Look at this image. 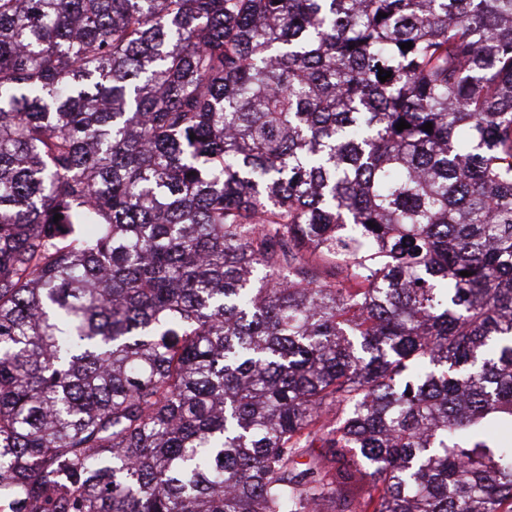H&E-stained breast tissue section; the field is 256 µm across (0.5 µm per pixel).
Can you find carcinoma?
Segmentation results:
<instances>
[{
	"mask_svg": "<svg viewBox=\"0 0 512 512\" xmlns=\"http://www.w3.org/2000/svg\"><path fill=\"white\" fill-rule=\"evenodd\" d=\"M505 427L512 0H0V512H512Z\"/></svg>",
	"mask_w": 512,
	"mask_h": 512,
	"instance_id": "obj_1",
	"label": "carcinoma"
}]
</instances>
